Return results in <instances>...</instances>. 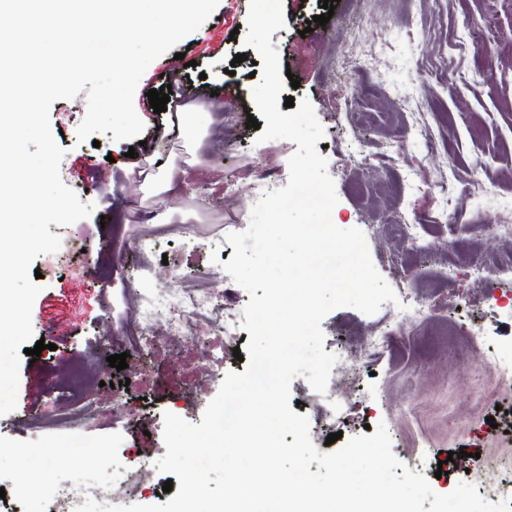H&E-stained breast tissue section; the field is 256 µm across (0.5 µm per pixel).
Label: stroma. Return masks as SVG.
Segmentation results:
<instances>
[{
  "label": "stroma",
  "mask_w": 512,
  "mask_h": 512,
  "mask_svg": "<svg viewBox=\"0 0 512 512\" xmlns=\"http://www.w3.org/2000/svg\"><path fill=\"white\" fill-rule=\"evenodd\" d=\"M281 4L283 26L271 41L300 82L285 95L309 101L324 129L320 154L335 183L336 225H376L367 238L376 269L398 300H417L430 310L427 321L390 337L374 355L365 341L378 315L343 307L322 320L325 351L337 353L345 341L356 355L353 365L335 362L328 383L337 403L357 407L340 420L343 436L336 444L386 424L395 456L435 493L471 481L490 491L492 504L503 503L511 486L512 386L486 395L490 378L483 364L491 351L512 354V318L468 277L450 282L443 274L452 263L497 260L506 248L498 227L512 225V0H337L330 21L311 29L306 22L323 14L321 0ZM249 9L248 0H219L213 16L148 66L134 97L144 124L140 138L117 141L101 133L79 140L87 114L83 92L49 108L52 134L65 151L61 180L93 212L65 227L50 225L51 233L74 238L59 268L33 262L43 276L31 325L47 348L34 360L21 355L16 408L0 416V474L16 479L1 501L10 512H45L59 481L88 482L110 469L117 449L160 458L164 412L181 414L179 396L213 373L193 336L184 337L177 359L162 338L155 348L127 357L124 370L107 359L119 351L111 341L113 326L135 313L140 295L188 285L215 262L231 259L233 247L213 253L211 237L248 227L252 207L267 190L257 172L273 170L281 187L288 182L296 143H257V130L247 125L258 113L251 97L258 54L230 33H247ZM490 11L498 39L486 52H474L463 39L464 27ZM178 52L188 53L194 67L181 69ZM238 54L244 60L237 65ZM172 71L183 76L179 88L196 91L210 109L188 126L173 112L154 113L149 104L148 90L160 89ZM357 95L376 123L353 122L347 108ZM396 136L406 139L404 158L381 157L383 142ZM131 149L143 155L152 181L125 172ZM173 163L183 169V181L164 195L159 185ZM413 167L425 184L411 194L405 181ZM473 169L495 183L498 194L455 195L448 215L462 221L463 241L452 248L435 222L437 187ZM148 211L154 224L173 232L143 270L137 250L126 249L124 241L144 233L141 219ZM404 219L421 225L433 245L429 254L415 253L403 238L398 224ZM82 264L88 272L74 276L71 266ZM82 361L92 364L89 396L108 414L90 429L101 443L97 456L77 471L66 457L46 467L23 458L22 449L36 442L27 421L47 406L68 407V398L52 387L67 366ZM291 398L296 414L309 418L313 444L325 451L328 419L314 410L316 394L304 378L292 381ZM452 451L457 458L451 462ZM441 466L447 474L439 478ZM31 484L42 485L40 496H22Z\"/></svg>",
  "instance_id": "stroma-1"
}]
</instances>
